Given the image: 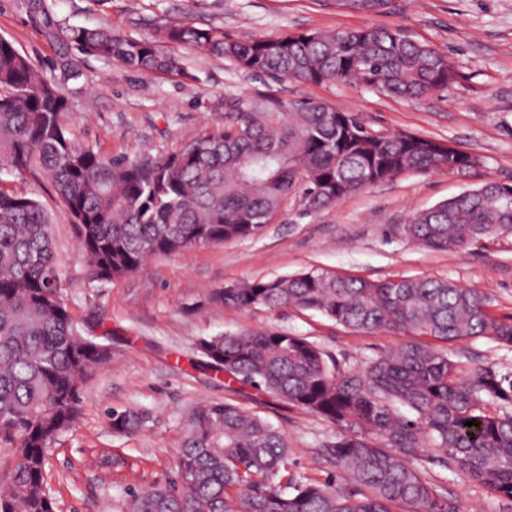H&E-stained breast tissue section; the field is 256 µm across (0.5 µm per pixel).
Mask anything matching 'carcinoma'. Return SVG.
<instances>
[{"label":"carcinoma","mask_w":512,"mask_h":512,"mask_svg":"<svg viewBox=\"0 0 512 512\" xmlns=\"http://www.w3.org/2000/svg\"><path fill=\"white\" fill-rule=\"evenodd\" d=\"M391 0H339L380 13ZM66 39L85 54L144 74L181 75L161 44L201 48L255 75L306 84L356 82L422 100L448 89V54L399 29L232 39L193 23L152 39L108 26L76 27ZM66 96L0 36V168L46 180L73 217L80 250L102 282L135 273L149 258L198 244L258 235L292 201L331 207L405 173L445 169L469 176L479 164L406 131H375L321 103L289 112L261 100L224 97V127L179 151L108 157L78 144L61 122ZM507 183L476 188L415 212L401 231L433 250L467 248L512 232ZM52 223L41 203L0 184V512H53L44 478L50 444L73 428L93 370L112 349L81 330L61 296ZM210 302L314 311L355 330L407 332L413 340L359 369L302 336L271 331L202 339L198 351L227 381L336 424L324 454L349 484L280 476L285 435L231 403L195 409L177 457L187 482L126 492L124 512H458L428 465L437 454L468 480L512 502V374L467 371L446 343L489 337L512 348V316L491 315L484 295L450 280H370L321 270L257 279L213 292ZM133 430L140 420L112 413ZM475 420L468 427L466 422Z\"/></svg>","instance_id":"1"}]
</instances>
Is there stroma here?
<instances>
[{"label":"stroma","mask_w":512,"mask_h":512,"mask_svg":"<svg viewBox=\"0 0 512 512\" xmlns=\"http://www.w3.org/2000/svg\"><path fill=\"white\" fill-rule=\"evenodd\" d=\"M0 0V36L46 79L58 80L68 57L82 72L62 85L69 100L64 123L81 145L101 154H168L224 124L228 95L264 96L280 111L309 100L358 116L380 131L404 130L454 145L481 161L475 176L448 171L403 174L308 211L292 202L257 236L199 244L146 261L134 274L93 280L79 251L71 216L51 186L0 170V181L28 194L52 216L62 293L79 325L111 345L112 359L96 368L81 402V419L50 447L45 480L54 512H123L131 487L163 485L177 477V452L187 416L214 402L239 405L277 426L290 453L288 474L323 481L336 473L319 447L336 425L292 406L270 403L254 389L227 382L203 367L200 339L242 331L306 337L346 367L358 368L406 341L403 333L357 332L319 313L295 308L238 310L207 303L232 283L295 275L314 268L369 279L421 277L474 288L494 316L512 315V233L468 248L434 251L399 231L410 216L476 187L482 178L512 182V0H391L367 15L337 0ZM207 24L232 38H276L376 24L448 53L457 71L448 90L419 100L387 97L358 83L301 84L256 76L194 47L177 48L185 75H147L70 46L71 27L102 23L142 37L167 25ZM462 369L491 366L512 374V348L487 337L451 343ZM142 415L126 433L113 412ZM430 472L456 500L459 512H512L458 472Z\"/></svg>","instance_id":"35a3bbf8"}]
</instances>
